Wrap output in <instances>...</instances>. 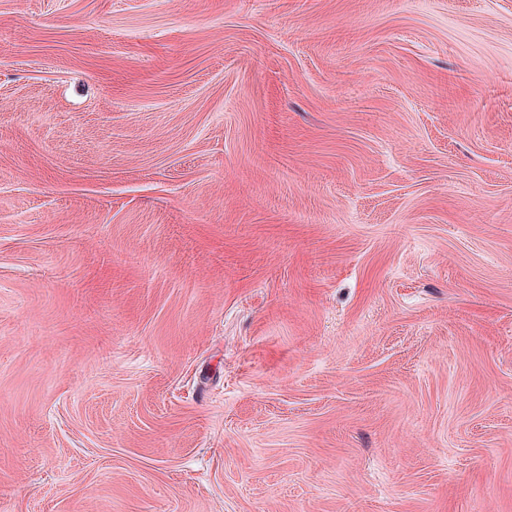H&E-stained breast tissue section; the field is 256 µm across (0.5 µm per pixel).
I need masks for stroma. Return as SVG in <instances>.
I'll return each mask as SVG.
<instances>
[{
    "label": "stroma",
    "instance_id": "1",
    "mask_svg": "<svg viewBox=\"0 0 512 512\" xmlns=\"http://www.w3.org/2000/svg\"><path fill=\"white\" fill-rule=\"evenodd\" d=\"M0 512H512V0H0Z\"/></svg>",
    "mask_w": 512,
    "mask_h": 512
}]
</instances>
